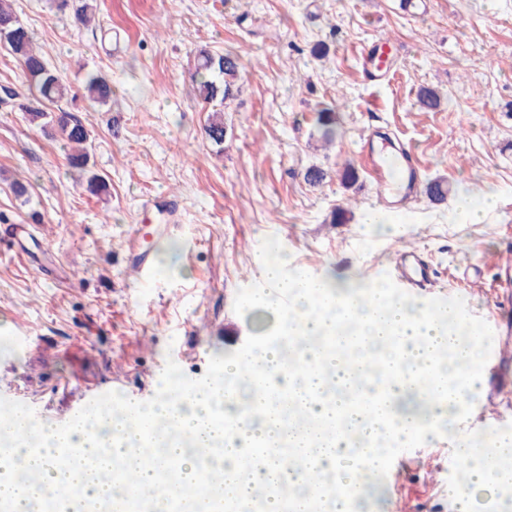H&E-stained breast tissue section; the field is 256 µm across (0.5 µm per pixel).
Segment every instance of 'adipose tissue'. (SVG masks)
<instances>
[{
    "label": "adipose tissue",
    "mask_w": 512,
    "mask_h": 512,
    "mask_svg": "<svg viewBox=\"0 0 512 512\" xmlns=\"http://www.w3.org/2000/svg\"><path fill=\"white\" fill-rule=\"evenodd\" d=\"M268 275L273 287L292 301L282 321L286 335L320 340L354 331L369 336L372 347L397 348L398 367L378 372L388 390L379 414H365L349 399L364 376V363L338 349L311 350L287 373L279 349L263 343L248 353V365L226 363L223 381L183 386L153 405L118 415L94 411L64 431L45 422L31 424L19 409L0 414V440L13 443L0 453V499L11 500L14 512H60L65 501L111 496L131 481L141 495L151 496L159 464L150 440L155 421L162 419L172 424L176 442L167 456L179 466L186 487L198 484L195 449L219 445L225 498L247 499L259 488L269 492L284 487L287 497L271 500L266 512H320L313 499L314 479L330 474L336 481L335 493L326 496L332 512H348L353 501L350 489L387 461L383 441L405 444L456 431V424L448 420V406L480 390L486 366L479 334L469 333L462 342L454 336L453 326L466 324L456 311L435 314L429 306L379 285L333 286L319 277L288 280L275 266L269 267ZM449 350L459 352V364L445 365L442 354ZM328 382L340 394L326 402L321 393ZM269 385L300 410L305 427L283 434L275 410L242 421L241 391L252 392L259 403ZM330 421L339 425L334 436L311 434V426ZM259 438L268 443L269 453L256 448ZM283 441L302 449L299 464L275 455ZM18 465L41 470L40 484L15 480L12 472ZM511 483V468L474 467L455 491L457 512H474V489Z\"/></svg>",
    "instance_id": "1"
}]
</instances>
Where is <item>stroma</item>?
Listing matches in <instances>:
<instances>
[{
  "instance_id": "obj_1",
  "label": "stroma",
  "mask_w": 512,
  "mask_h": 512,
  "mask_svg": "<svg viewBox=\"0 0 512 512\" xmlns=\"http://www.w3.org/2000/svg\"><path fill=\"white\" fill-rule=\"evenodd\" d=\"M93 0L82 24L55 0H13L48 66L78 99L90 134L94 195L53 130L30 124L20 64L0 44V228L26 224L33 260L0 249V406L33 407L60 427L89 400L112 413L149 405L178 382L201 386L270 334L291 302L252 301L268 289L264 259L285 277L379 283L431 307L452 302L470 327L494 336L512 320L496 254L512 243V0ZM387 39L389 79L370 83L362 55ZM244 57L241 90L224 110L222 145L204 127L197 53ZM112 84L107 104L82 98L88 75ZM440 92L421 110L420 88ZM335 109L325 143L317 113ZM410 145L422 183L443 181V203L418 194L386 224H366L377 202L360 168L363 138ZM358 167L344 185L338 173ZM318 166L326 181L310 185ZM27 187L16 196L15 183ZM489 190L495 207L471 223L463 193ZM180 203L170 213L164 201ZM151 224L156 275H130L128 242ZM419 248L434 293L403 287L400 247ZM465 433L512 437V347L490 355L483 391L462 407ZM455 437L391 444L402 467L372 512H455Z\"/></svg>"
}]
</instances>
